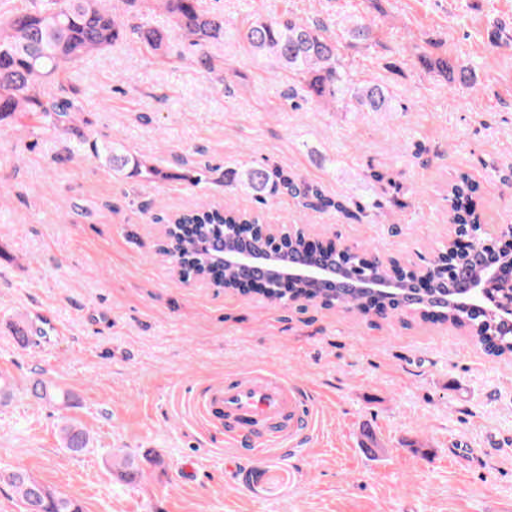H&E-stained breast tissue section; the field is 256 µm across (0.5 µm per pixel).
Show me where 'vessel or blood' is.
Returning <instances> with one entry per match:
<instances>
[{
  "label": "vessel or blood",
  "instance_id": "obj_1",
  "mask_svg": "<svg viewBox=\"0 0 512 512\" xmlns=\"http://www.w3.org/2000/svg\"><path fill=\"white\" fill-rule=\"evenodd\" d=\"M196 405L205 418L223 419L230 443H280L293 438L304 425L302 388L260 371L224 382L197 399Z\"/></svg>",
  "mask_w": 512,
  "mask_h": 512
}]
</instances>
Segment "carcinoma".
<instances>
[{
    "label": "carcinoma",
    "mask_w": 512,
    "mask_h": 512,
    "mask_svg": "<svg viewBox=\"0 0 512 512\" xmlns=\"http://www.w3.org/2000/svg\"><path fill=\"white\" fill-rule=\"evenodd\" d=\"M168 15L172 30L192 46L215 45L224 40L227 22L224 14L205 10L199 0H154ZM125 14L107 8L101 0H33L32 8L0 13V122L33 116L45 121L51 131H71L80 106L78 90L50 98L42 85L59 71L79 65L125 36ZM140 42L158 51L165 46L163 34L147 19L133 26ZM372 24L351 18L340 29L325 17L303 18L292 13L283 18L255 19L235 30L238 41L255 54H270L287 74L298 78L301 98L317 103L340 102L348 112H391L392 96L387 86L376 80L359 81L354 78L340 54V40L354 45L372 46ZM420 68L444 76L451 84H460L472 91L479 88L474 68L446 56L420 53ZM96 157L116 174L137 178L144 182L166 180L170 174L150 164L145 158L130 153L117 140L95 149ZM284 186L294 193L306 195L278 169L249 167L242 170L237 186L251 193L262 204L266 197ZM479 186L462 174L448 191V212L452 223L461 233L473 231L471 224L482 220V214L464 213L460 205L475 200ZM177 224L167 234L161 252L176 263L185 279L197 277L221 264L220 283L234 291L246 290L252 275L237 265H224L220 253L212 249V242L222 241V250L250 249L274 263H286L299 256L301 239L283 236L271 240L260 227L259 218L227 209L224 214L213 212L202 201L198 206L175 217ZM325 262L337 275L336 287L317 288L300 282L298 295L310 301L321 300L325 306H339L368 313L372 310L385 316H394L409 309L421 319L431 322H449L465 327L481 339L483 350L495 357L512 355V328L500 321L497 311L487 302L473 312L468 301L455 290L463 276L479 277L482 266L472 257H456L441 277L416 302L408 305L405 295L413 288V277L397 273L388 266L364 267L355 253L325 254ZM375 276L387 277L397 283L389 294L373 297L357 283H368ZM267 298L286 303L288 293L281 291V275L272 267L265 273ZM49 329L46 323L20 321L14 334L18 342L28 344L33 339H44ZM37 402L65 406L69 393L44 381L35 380L28 388ZM62 447L74 455L89 448L90 438L85 428L73 419H64L58 428ZM0 482L9 485L23 512H82L80 502L52 491L24 470H0Z\"/></svg>",
    "instance_id": "1"
}]
</instances>
